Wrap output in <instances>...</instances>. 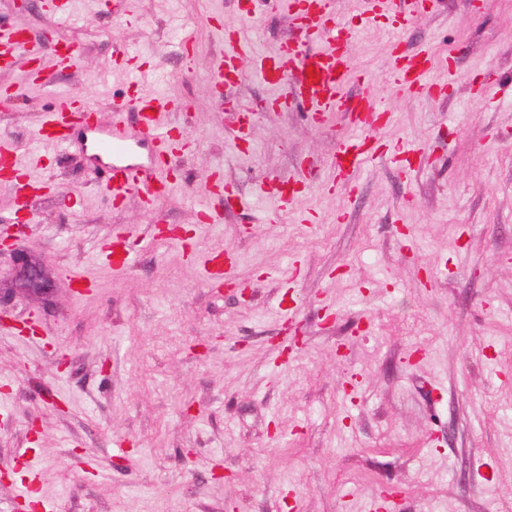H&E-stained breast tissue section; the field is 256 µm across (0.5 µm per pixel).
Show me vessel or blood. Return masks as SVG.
<instances>
[{
    "label": "vessel or blood",
    "instance_id": "vessel-or-blood-1",
    "mask_svg": "<svg viewBox=\"0 0 512 512\" xmlns=\"http://www.w3.org/2000/svg\"><path fill=\"white\" fill-rule=\"evenodd\" d=\"M291 9L301 22L305 38L323 41V48L303 54L286 45L276 57L268 58L255 54L239 31L226 30L224 54L214 65V85L223 87L226 81L239 79L244 68H252L259 78L282 88V95L272 100V107L285 108L299 102L305 104L313 119L319 122L327 113L335 111L340 85L352 71V63L343 50L348 37L345 31L330 27L329 0H293ZM434 60V55L428 51L417 59L394 56L391 77L407 89L441 94L444 85L428 80ZM170 107V101L162 97L134 94L114 102L112 120L109 126L102 127L96 121V110L92 105L74 94L64 93L57 96L54 107L43 115L37 136L45 143L58 146L67 142V129L77 125L90 129L95 135L97 155L109 162L107 188L113 201H123L135 192L150 201L168 190L159 172L170 160L174 141L162 127L160 117ZM129 108L136 112L140 125L139 135L135 138L130 137L124 127V113ZM356 110L360 114L358 125L364 134L343 143L333 162L334 170L347 175L372 158L367 132L376 126L385 112L384 106L372 99L361 100ZM145 142L156 147L153 164L149 167L137 161L138 149ZM2 171L10 172L18 180L24 177L16 150L7 141H0ZM259 192L272 203L274 211L287 210L290 197L274 181H263Z\"/></svg>",
    "mask_w": 512,
    "mask_h": 512
}]
</instances>
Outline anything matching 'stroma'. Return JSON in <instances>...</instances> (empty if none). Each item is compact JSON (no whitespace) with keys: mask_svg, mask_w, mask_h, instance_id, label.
<instances>
[{"mask_svg":"<svg viewBox=\"0 0 512 512\" xmlns=\"http://www.w3.org/2000/svg\"><path fill=\"white\" fill-rule=\"evenodd\" d=\"M330 7L360 76L316 124L270 110L253 72L211 85L222 27L260 55L298 40L283 0H0V33L47 43L45 82L22 56L0 66V139L39 187L0 178V512H372L387 486L402 512H512V0H429L397 44L387 11ZM427 48L451 55L440 97L390 77L393 53ZM136 79L172 99L163 124L187 144L186 179L151 211L113 203L90 131L63 151L35 138L57 91L106 123ZM365 97L387 108L376 156L340 179ZM243 104L261 111L241 141ZM407 143L421 156L397 160ZM217 172L239 203L211 191ZM266 178L293 198L273 222ZM118 236L122 270L99 254ZM17 248L50 296L24 291ZM219 253L234 286L204 277Z\"/></svg>","mask_w":512,"mask_h":512,"instance_id":"35a3bbf8","label":"stroma"}]
</instances>
